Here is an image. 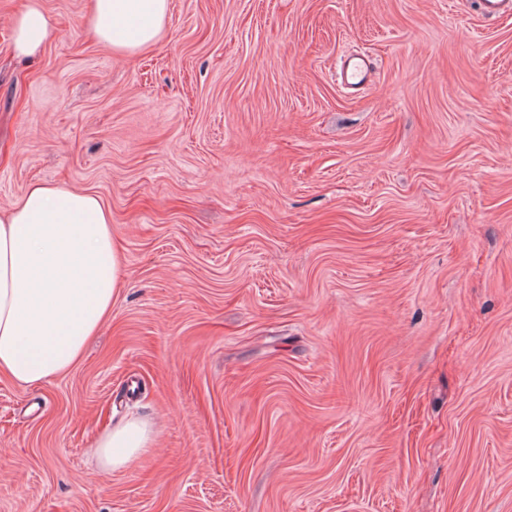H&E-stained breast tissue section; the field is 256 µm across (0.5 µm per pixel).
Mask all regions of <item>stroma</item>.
Returning <instances> with one entry per match:
<instances>
[{
	"mask_svg": "<svg viewBox=\"0 0 512 512\" xmlns=\"http://www.w3.org/2000/svg\"><path fill=\"white\" fill-rule=\"evenodd\" d=\"M21 3L0 209L95 195L122 278L78 364L0 376V512H512V17L170 0L122 59L87 0H44L57 37L25 62ZM128 416L155 446L104 471ZM368 73V57L346 58L340 66L341 84L348 87L362 86L368 80Z\"/></svg>",
	"mask_w": 512,
	"mask_h": 512,
	"instance_id": "35a3bbf8",
	"label": "stroma"
}]
</instances>
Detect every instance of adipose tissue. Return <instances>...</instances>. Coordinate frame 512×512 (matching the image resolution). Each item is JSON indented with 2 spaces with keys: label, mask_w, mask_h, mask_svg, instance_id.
<instances>
[{
  "label": "adipose tissue",
  "mask_w": 512,
  "mask_h": 512,
  "mask_svg": "<svg viewBox=\"0 0 512 512\" xmlns=\"http://www.w3.org/2000/svg\"><path fill=\"white\" fill-rule=\"evenodd\" d=\"M169 0H88L86 25L115 55L151 48L164 35ZM11 45L38 57L56 32L43 0H25L10 19ZM112 214L99 198L49 183L32 185L0 212V375L39 386L70 369L107 320L121 281ZM144 419L119 422L96 444L107 471L154 447Z\"/></svg>",
  "instance_id": "adipose-tissue-1"
}]
</instances>
